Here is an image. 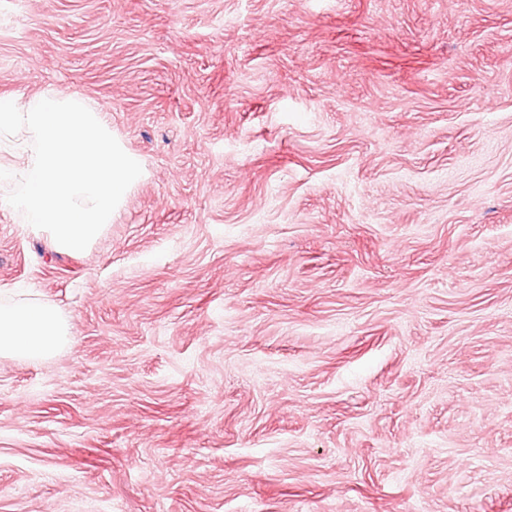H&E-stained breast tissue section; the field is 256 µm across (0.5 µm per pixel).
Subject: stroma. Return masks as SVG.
<instances>
[{"instance_id": "35a3bbf8", "label": "stroma", "mask_w": 512, "mask_h": 512, "mask_svg": "<svg viewBox=\"0 0 512 512\" xmlns=\"http://www.w3.org/2000/svg\"><path fill=\"white\" fill-rule=\"evenodd\" d=\"M141 178L0 210V512H512V0H0V96ZM68 342V325L54 306L0 304V358L47 359Z\"/></svg>"}]
</instances>
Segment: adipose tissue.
<instances>
[{"mask_svg":"<svg viewBox=\"0 0 512 512\" xmlns=\"http://www.w3.org/2000/svg\"><path fill=\"white\" fill-rule=\"evenodd\" d=\"M68 342V326L54 306L0 304V358L47 359Z\"/></svg>","mask_w":512,"mask_h":512,"instance_id":"1","label":"adipose tissue"}]
</instances>
